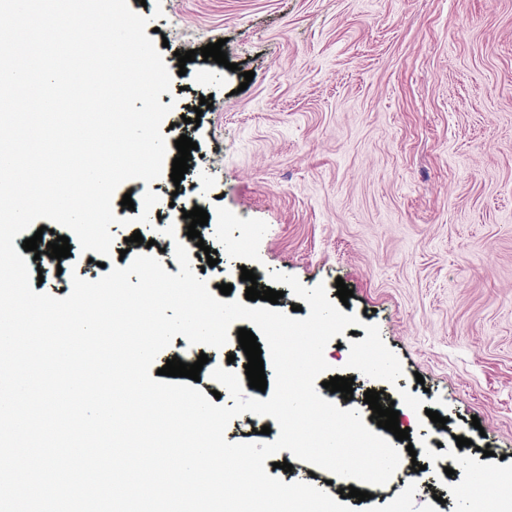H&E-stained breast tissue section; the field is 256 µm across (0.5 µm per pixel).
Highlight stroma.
I'll return each mask as SVG.
<instances>
[{"label": "stroma", "instance_id": "1", "mask_svg": "<svg viewBox=\"0 0 512 512\" xmlns=\"http://www.w3.org/2000/svg\"><path fill=\"white\" fill-rule=\"evenodd\" d=\"M148 17L171 73L167 159L179 134L197 142L181 185L169 174L129 180L114 193L119 265L133 232L164 241L185 202L205 205L217 269L208 286L296 276L336 293L362 325L325 350L359 391L392 387L346 369L348 343L376 324L400 358L403 384L447 418L413 424L423 470L416 505L478 512L468 486L497 489L512 476V0H128ZM224 40L228 70L177 52ZM253 72L244 82V72ZM211 96L200 124L193 109ZM161 203L148 224L122 225L123 195ZM470 439L458 447L457 437ZM440 442L438 456L426 449ZM494 451L492 467L475 473Z\"/></svg>", "mask_w": 512, "mask_h": 512}]
</instances>
